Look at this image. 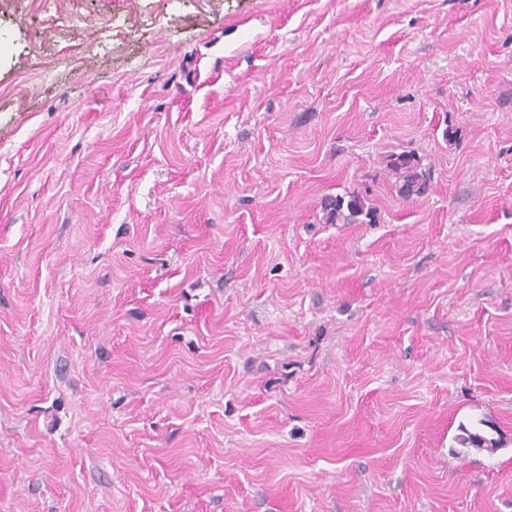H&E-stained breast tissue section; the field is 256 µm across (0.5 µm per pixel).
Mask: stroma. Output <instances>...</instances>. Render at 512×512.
<instances>
[{"label": "stroma", "mask_w": 512, "mask_h": 512, "mask_svg": "<svg viewBox=\"0 0 512 512\" xmlns=\"http://www.w3.org/2000/svg\"><path fill=\"white\" fill-rule=\"evenodd\" d=\"M0 512H512V0H0ZM384 161L388 174L394 179L392 188L398 197L409 200L427 193L428 173L414 151L392 153ZM322 210L331 224H374L377 221L376 209L355 191L326 196L322 200Z\"/></svg>", "instance_id": "1"}]
</instances>
